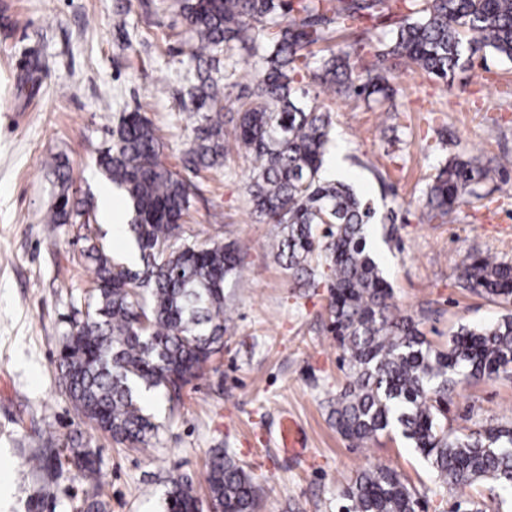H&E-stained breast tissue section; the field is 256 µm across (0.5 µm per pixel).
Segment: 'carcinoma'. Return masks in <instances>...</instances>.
Listing matches in <instances>:
<instances>
[{"instance_id":"obj_1","label":"carcinoma","mask_w":512,"mask_h":512,"mask_svg":"<svg viewBox=\"0 0 512 512\" xmlns=\"http://www.w3.org/2000/svg\"><path fill=\"white\" fill-rule=\"evenodd\" d=\"M188 21L195 73L186 92L194 138L184 166L197 174L224 158V48L241 46L258 58L252 87L237 98L235 139L254 158L249 190L255 211L278 225L277 261L304 273V285L329 290L331 330L348 374L329 405V418L346 439L363 442L398 430L440 488L460 491L454 512H489L512 495V425L470 433L448 428V392L483 376L512 373V311L490 324L462 326L448 348L433 346L413 318L393 302V290L367 247L371 208L343 182L322 176L331 117L302 107L294 95L297 63L308 47L328 40L329 25L373 17L389 0H178ZM266 32L259 53L253 30ZM512 60V0H408L391 29L387 49L371 64L333 54L313 79L338 95H389L384 61L417 67L445 79L459 66L465 45ZM102 174L127 197L126 231L135 257L115 259L92 244L85 258L96 276L84 308H76L59 345L64 393L95 429L130 447L145 445L161 425L143 402L164 390L181 400L224 344V282L241 268L242 247L213 240L198 245L184 236L190 183L162 159V144L140 110L124 112L98 154ZM485 173L469 149L448 159L427 193V207L445 217ZM54 174L60 191L46 216L56 227L89 223L88 202L72 200L69 167ZM323 233H317L318 227ZM460 279L488 300L512 302V263L469 254ZM78 475L94 472L92 453L71 449ZM59 449L33 457L42 490L56 479ZM209 497L222 512H255L259 488L244 465L222 448L206 468ZM164 512H193L191 485L170 476ZM484 487L489 500L465 490ZM345 512H417L419 498L396 473L369 466L343 492Z\"/></svg>"}]
</instances>
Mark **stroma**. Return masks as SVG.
I'll use <instances>...</instances> for the list:
<instances>
[{"mask_svg":"<svg viewBox=\"0 0 512 512\" xmlns=\"http://www.w3.org/2000/svg\"><path fill=\"white\" fill-rule=\"evenodd\" d=\"M392 22L387 13L347 22L310 51L374 60ZM187 37L175 0H0V512H83L94 482L66 472L42 498L28 464L46 440L62 447L77 434L95 454L105 512H162L173 471L206 498L205 462L215 448L253 476L256 512H339L344 490L371 464L395 470L426 512H449L452 493L438 490L401 436L357 443L331 425L329 403L347 367L330 331L329 293L297 287L276 261L278 230L248 190L252 156L230 136L222 165L184 170L193 138L182 94L194 73ZM389 79L395 93L377 103L331 94L303 74L297 95L331 115L330 147L342 150L349 183L376 211L377 255L395 303L444 345L458 325L505 311L459 274L469 252L512 261V61L484 50L464 54L445 81L414 67L391 69ZM137 108L155 125L166 165L196 187L186 237L247 247L243 269L224 287V350L177 408L153 397L163 427L146 452L85 423L56 361L68 319L93 286L86 237L117 257L128 246L97 213L90 225L51 233L43 222L59 192L49 161L67 160L74 198H97L109 182L94 158L120 113ZM465 146L490 158L486 176L448 217L427 218L428 184ZM286 415L305 435L301 455L279 447ZM509 423L512 377L483 378L448 400L449 428Z\"/></svg>","mask_w":512,"mask_h":512,"instance_id":"1","label":"stroma"}]
</instances>
